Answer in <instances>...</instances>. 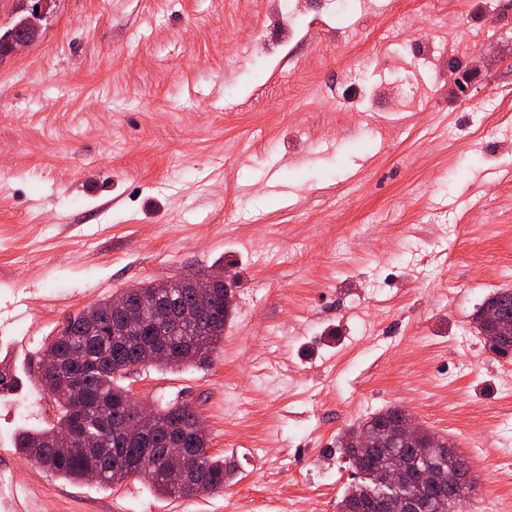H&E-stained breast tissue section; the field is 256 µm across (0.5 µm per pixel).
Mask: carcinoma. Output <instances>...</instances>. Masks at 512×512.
<instances>
[{"instance_id": "carcinoma-1", "label": "carcinoma", "mask_w": 512, "mask_h": 512, "mask_svg": "<svg viewBox=\"0 0 512 512\" xmlns=\"http://www.w3.org/2000/svg\"><path fill=\"white\" fill-rule=\"evenodd\" d=\"M208 313L199 321V334L190 335V325L174 322L180 312L196 299L193 279L150 281L130 288L127 293L152 295L154 305L148 311L152 335L142 341L124 336L123 313L106 300L97 305L98 318L86 322L80 315L67 319L66 326L47 346L58 369L45 382L59 408L57 425L42 430H22L14 441L19 452L43 469L71 481H81L87 474L99 473V482L113 485L130 477L144 475L155 464L160 448L164 447L169 428L178 430L185 448L194 455L202 452L204 459L197 466L194 480L206 490H222L228 472L224 460L206 453L208 438L193 424L197 413L183 404H170L152 410L134 420L138 441L124 443L113 435V425L129 417L127 402L131 391L120 385L122 375L139 364L140 343L155 346L157 355L152 363L161 369L174 370L190 364H204L224 339V327L234 308L224 301V272L213 275ZM484 305H499L504 313H512L509 289L503 288L489 296ZM80 375L85 380L84 400L73 395L70 379ZM399 408L389 407L365 419L361 427L380 434L381 447L366 450V465L371 470L403 466L410 475L428 467L433 470L435 483L422 488L415 481L402 490L401 498L411 501L417 512H435L434 504L442 501L445 512H457L459 503L474 491L476 479L470 462L454 447L445 448L448 437L420 427L419 448H403L400 441L387 431L395 422ZM83 416L90 435L96 440L88 445L82 439L66 434V428ZM150 482L155 491L170 498H185L187 494L175 479L154 474ZM366 480L349 484L336 502V512H375L376 505L362 492Z\"/></svg>"}]
</instances>
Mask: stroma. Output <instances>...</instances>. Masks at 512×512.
Listing matches in <instances>:
<instances>
[{
    "mask_svg": "<svg viewBox=\"0 0 512 512\" xmlns=\"http://www.w3.org/2000/svg\"><path fill=\"white\" fill-rule=\"evenodd\" d=\"M485 2L431 26L392 0H55L0 60V510L336 512L340 434L398 406L470 461L463 512H512V359L472 323L512 289V0ZM227 265L210 361L121 380L197 411L224 490L73 483L18 453L57 422L40 363L70 316Z\"/></svg>",
    "mask_w": 512,
    "mask_h": 512,
    "instance_id": "1",
    "label": "stroma"
}]
</instances>
